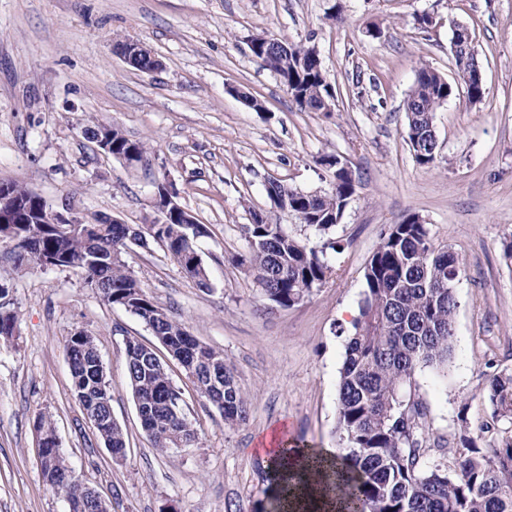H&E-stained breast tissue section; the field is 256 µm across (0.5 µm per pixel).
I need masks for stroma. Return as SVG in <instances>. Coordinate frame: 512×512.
<instances>
[{
    "label": "stroma",
    "instance_id": "obj_1",
    "mask_svg": "<svg viewBox=\"0 0 512 512\" xmlns=\"http://www.w3.org/2000/svg\"><path fill=\"white\" fill-rule=\"evenodd\" d=\"M427 14L432 25L415 19ZM469 27L485 71L483 101L454 97L435 114L438 157L419 166L403 101L420 68L454 77L453 23ZM380 29L367 36V26ZM276 37L316 47L335 91L331 112H303L249 41ZM144 43L160 60L145 74L113 51ZM247 92L264 111L247 107ZM100 121L148 141L127 166L84 135ZM334 155L355 180L329 233L273 204L269 182L325 193ZM203 225L199 253L209 288L186 278L156 244L125 260L144 291L200 342L223 351L249 405L226 426L179 364H171L198 438L160 452L142 430L126 368L125 337L155 344L137 316L104 303L79 274L0 261L18 323L0 345V512H68L44 481L33 428L50 413L76 475L112 512H261L272 495L259 451L280 430L312 448H336L341 328L351 327L365 268L388 225L415 214L435 244L463 261L447 371L419 367L407 393L425 408L429 447L454 461L459 422H489V380L512 372V0H0V182H19L88 224L154 218L158 182ZM324 251L332 272L300 303L266 299L247 267L252 213ZM95 338L127 449L114 461L72 395L65 346Z\"/></svg>",
    "mask_w": 512,
    "mask_h": 512
}]
</instances>
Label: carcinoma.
<instances>
[{
  "label": "carcinoma",
  "instance_id": "obj_1",
  "mask_svg": "<svg viewBox=\"0 0 512 512\" xmlns=\"http://www.w3.org/2000/svg\"><path fill=\"white\" fill-rule=\"evenodd\" d=\"M252 55L273 72L303 112H327L334 99L317 50L301 42H282L270 55L258 42ZM456 79L452 82L435 69L421 68L406 95L403 109L407 136L415 161L430 166L437 159L438 143L430 120L450 98L462 95L470 104L484 99L485 78L475 45L465 44L453 55ZM112 157L130 154L143 158L145 143L133 140L112 127ZM38 214L23 224L4 230L19 233L21 249L7 251L19 267L56 268L79 272L84 283L96 290L104 302L138 316L155 338L177 360L203 398L211 400L215 386L223 388L224 422L243 421L248 401L238 386L233 367L216 350L191 336L186 327L153 301L141 287L124 259L127 230L123 224H97L63 234L51 212L33 203L32 191L18 183H0V191ZM277 194L300 223L326 234L343 217V208L355 193L349 170H336V183L326 194L298 195L272 182L267 194ZM174 219H156L140 227L143 246L154 242L164 247L181 272L200 288L210 287V272L204 261L181 265L184 237L175 236ZM248 256L242 262L255 274L267 299L290 307L321 287L330 267L318 251L285 232L279 224H268L252 213L245 225ZM463 263L445 246L433 242L419 216L409 215L389 225L373 252L365 272L366 291L359 315L347 336L345 357L338 385L336 432L345 453L327 458L316 450L281 446L284 458L300 451L308 454L311 470L338 492L345 512H512V440L490 452L478 446L464 415H459V448L455 465L428 458L421 420L424 408L401 395L420 366H445L450 358L454 319L458 302L455 289ZM126 366L135 405L147 410L141 426L152 446L162 451L192 445L196 430L186 413L174 415L169 400L183 393L169 376L166 363L150 346L136 338H125ZM66 354L71 358V390L79 396L107 382L97 379L100 357L95 339L84 331L70 336ZM484 396L492 408V422L512 425V373L490 380ZM37 430L54 449L44 479L63 480L70 470L61 448L52 416L41 413ZM108 448H124V432L117 422L96 428ZM88 488L72 484L68 499L81 512H90Z\"/></svg>",
  "mask_w": 512,
  "mask_h": 512
}]
</instances>
